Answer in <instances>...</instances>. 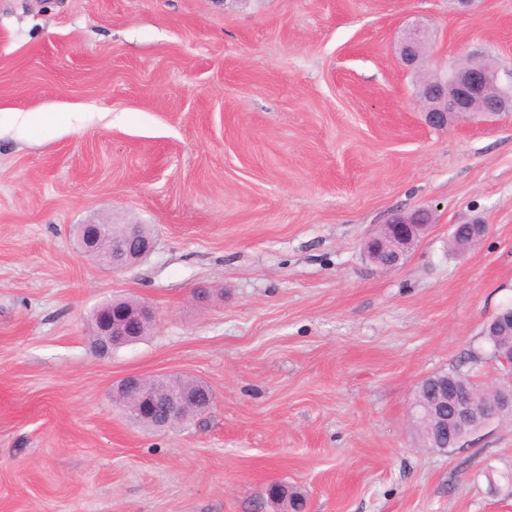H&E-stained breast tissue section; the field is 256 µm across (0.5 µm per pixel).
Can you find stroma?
I'll return each instance as SVG.
<instances>
[{
	"instance_id": "35a3bbf8",
	"label": "stroma",
	"mask_w": 512,
	"mask_h": 512,
	"mask_svg": "<svg viewBox=\"0 0 512 512\" xmlns=\"http://www.w3.org/2000/svg\"><path fill=\"white\" fill-rule=\"evenodd\" d=\"M415 23L429 68H512V0H0V114L79 115L37 141L0 123V512H272L273 481L306 512H512V414L445 452L411 414L429 375L498 380L483 330L512 304V113L426 125ZM420 207L401 265L371 263ZM90 221L155 248L108 272L76 248ZM111 297L156 324L100 357ZM129 375L215 401L147 430L112 401ZM429 220L430 211L427 208L393 216L386 225L382 226L378 235L365 242L366 256L373 259L383 253L387 259L384 268H396L417 246L429 226Z\"/></svg>"
}]
</instances>
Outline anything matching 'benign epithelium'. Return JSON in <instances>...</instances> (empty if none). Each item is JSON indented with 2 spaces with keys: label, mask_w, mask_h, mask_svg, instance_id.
Listing matches in <instances>:
<instances>
[{
  "label": "benign epithelium",
  "mask_w": 512,
  "mask_h": 512,
  "mask_svg": "<svg viewBox=\"0 0 512 512\" xmlns=\"http://www.w3.org/2000/svg\"><path fill=\"white\" fill-rule=\"evenodd\" d=\"M429 38L426 29L414 25L408 29L399 44V55L404 66L419 74L416 96L421 99L426 123L437 129L448 127L456 117L486 119L502 112H512V70L500 75V67L486 55L471 56V64L464 69L451 68L446 79L426 68V58L420 56L417 45ZM430 211L420 208L408 214L393 216L381 232L369 238L364 245L368 258L385 254V268L393 269L419 243L429 226ZM108 242L109 252L102 265L115 273L130 266L127 257L142 259L154 249V241L140 236L138 225L127 224L122 234H112L108 224L87 223L78 238L79 249L86 253L98 251L99 244ZM98 322L93 335L99 337L94 349L102 354L114 346L130 344L152 325L155 312L143 303L135 311H126L106 300L97 307ZM486 330L494 336L512 335V312L490 321ZM495 402L485 409L486 422H491L502 412L512 411V386L495 387ZM116 396L130 407L131 419L143 415V408L152 403L165 406V418L159 426H171L181 421L183 410L194 405V397L188 392H169L162 396L144 390L143 377L131 375L119 382ZM474 398L448 409L444 415L430 404L422 405L421 412L435 418L434 434L446 432L452 439L473 433L471 429Z\"/></svg>",
  "instance_id": "obj_1"
}]
</instances>
